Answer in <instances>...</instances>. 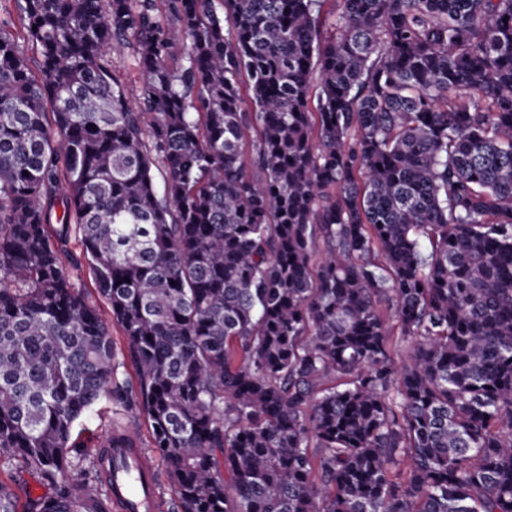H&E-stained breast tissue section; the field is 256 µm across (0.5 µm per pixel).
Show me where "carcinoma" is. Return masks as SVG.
<instances>
[{
	"instance_id": "obj_1",
	"label": "carcinoma",
	"mask_w": 512,
	"mask_h": 512,
	"mask_svg": "<svg viewBox=\"0 0 512 512\" xmlns=\"http://www.w3.org/2000/svg\"><path fill=\"white\" fill-rule=\"evenodd\" d=\"M324 2L0 16V457L35 512H112L73 438L103 400L170 512H512V0ZM112 62L121 70L122 73H124V77L126 78V82L130 89L129 97L134 101L141 78L138 71L131 65L128 51L124 46L116 44L112 52ZM65 265L70 272L71 281L76 289L84 295L90 305L95 306L99 310L112 333L116 346L117 360L120 364L119 378L132 379L135 382L134 367L127 353L121 328L112 320V314L106 302L92 289L91 274L88 267L84 264L81 267H73L68 261H65ZM0 484L5 491L18 496L20 507L24 504H33L41 498L48 496L51 487L43 482L32 469L18 462L11 464L0 463Z\"/></svg>"
}]
</instances>
